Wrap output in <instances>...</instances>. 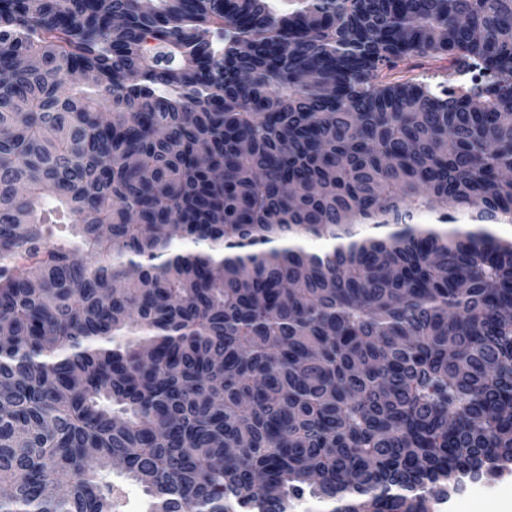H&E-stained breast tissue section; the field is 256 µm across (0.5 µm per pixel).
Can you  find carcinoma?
Segmentation results:
<instances>
[{"mask_svg":"<svg viewBox=\"0 0 512 512\" xmlns=\"http://www.w3.org/2000/svg\"><path fill=\"white\" fill-rule=\"evenodd\" d=\"M292 2L0 0V512L512 467V0ZM108 480L112 481L113 484L123 488L126 493V506L122 509L124 512H146L148 507L147 497L135 485L130 482L122 475L117 468H113L108 474Z\"/></svg>","mask_w":512,"mask_h":512,"instance_id":"obj_1","label":"carcinoma"}]
</instances>
